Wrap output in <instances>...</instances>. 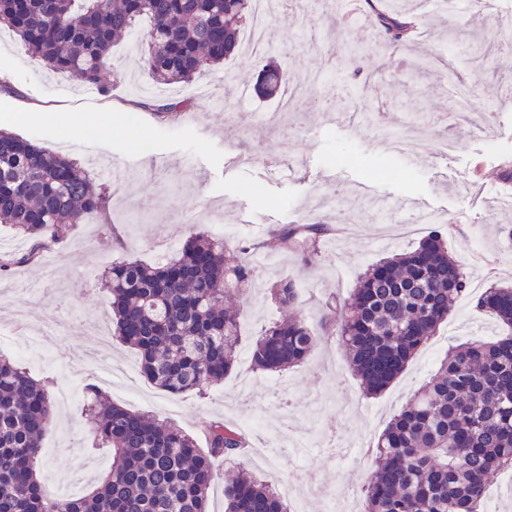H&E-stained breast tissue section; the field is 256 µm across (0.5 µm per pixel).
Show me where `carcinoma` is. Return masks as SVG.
Segmentation results:
<instances>
[{"label": "carcinoma", "instance_id": "carcinoma-1", "mask_svg": "<svg viewBox=\"0 0 512 512\" xmlns=\"http://www.w3.org/2000/svg\"><path fill=\"white\" fill-rule=\"evenodd\" d=\"M252 0H0L7 26L25 52L53 72L105 87L115 41L148 25L146 67L161 85L187 83L229 59L241 45ZM386 41H350L357 62L374 49L408 47L414 39L404 10L377 16ZM263 98L282 95L286 77L260 57ZM141 109L185 111L186 102ZM104 192L78 164L0 130V224L29 242L34 258L45 234L65 238L73 224L96 217ZM224 241L194 233L157 265L112 264L107 288L114 335L137 352L141 370L160 389L204 392L224 380L240 342L239 313L224 306L227 279L250 276ZM469 289L466 272L449 254L442 230L417 248L372 266L336 309V332L363 392H382L433 336ZM267 300L288 317L269 326L250 348L253 367L284 371L302 363L317 342L298 312L290 277L267 287ZM475 308L512 330V287L492 286ZM93 447L112 452V468L88 493L49 499L40 478L42 440L55 406L45 384L17 361L0 357V512H207L208 494L224 482V512H287L281 495L218 461L245 451V434L222 421L208 428V448L168 420L150 418L86 391ZM364 486L366 512H484L489 474L512 467V333L467 342L445 356L428 383L390 420L375 448Z\"/></svg>", "mask_w": 512, "mask_h": 512}]
</instances>
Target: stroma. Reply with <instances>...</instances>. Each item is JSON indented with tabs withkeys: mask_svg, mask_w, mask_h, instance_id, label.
<instances>
[{
	"mask_svg": "<svg viewBox=\"0 0 512 512\" xmlns=\"http://www.w3.org/2000/svg\"><path fill=\"white\" fill-rule=\"evenodd\" d=\"M452 18L465 56L449 54L442 22ZM416 49L386 51L351 61L343 45L351 39L375 40L373 23L344 25L324 20L316 7H287L272 18L267 41L295 86L316 69L323 52L334 67L353 74L357 84L382 88L388 108L378 125L348 107L344 94L320 81L316 96L332 94L329 117L308 111L297 100L287 128L259 123V115L277 112V102L260 100L254 91L255 59L240 52L187 85L154 84L144 70L137 40L112 49L107 92L85 94L82 86L60 77L27 57L12 34L0 36V70L9 75L12 94L0 93V109L11 102L35 103L37 111L5 120L0 128L52 151L67 153L88 169L109 192L104 212L92 224L72 225L66 237L47 242L42 257H54L55 276L33 293H21L18 304L31 317L59 328L53 351L38 362L9 343L0 355L23 364L37 379L51 381V395L77 392L73 401L55 406L54 422L43 439L49 451L41 471L46 494L53 498L86 493L112 455L93 449L82 414V395L95 385V366L87 355L98 340L85 329L94 322L111 335V297L102 278L105 266L126 259L161 261L193 232H224L229 254L249 246L250 256L267 258L254 267L240 306L242 342L237 362L223 383L205 395L179 396L156 388L142 375L133 349L113 339L101 366L129 369L132 391L112 393L113 402L132 411L166 419L206 447V428L216 420L245 428L259 419L262 430L249 434L252 446L274 441L272 465L260 466L249 455L230 461L249 470L293 501L301 469L317 470L323 485L336 491L335 504L317 494L305 496V512H363L362 489L372 464L368 448L392 416L428 381L453 347L486 339L495 321L462 298L447 320L409 361L401 375L380 395L365 396L337 336L322 329L325 303L346 298L359 275L381 258L415 247L431 228L444 230L449 253L478 273L481 285H512V100H502L503 85L512 81V54H494L488 46L512 38V0H482L480 8L463 5L451 13L441 0H418ZM428 54L427 71L415 66L416 53ZM474 83L471 112L483 113L481 128L443 122L456 88ZM149 97L189 99L193 107L165 117L136 108ZM77 118L74 139L59 126L46 124L41 108ZM119 118L104 126L103 117ZM294 149L288 175L269 166L283 133ZM336 195L333 206L319 213L321 245L313 261L284 230L301 224L316 192ZM397 198H417L428 210L425 222L393 242L379 238L377 208ZM295 279L299 311L319 338L303 363L277 373L256 371L250 360L254 338L279 310L265 299L268 284ZM354 445L350 454L328 456L318 446L328 432ZM305 438L314 452L298 455L294 442Z\"/></svg>",
	"mask_w": 512,
	"mask_h": 512,
	"instance_id": "obj_1",
	"label": "stroma"
}]
</instances>
